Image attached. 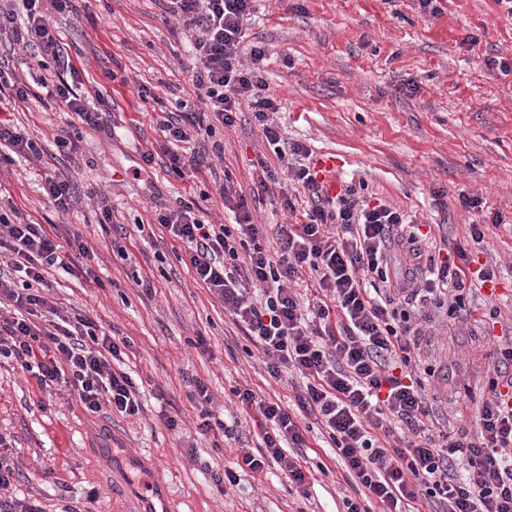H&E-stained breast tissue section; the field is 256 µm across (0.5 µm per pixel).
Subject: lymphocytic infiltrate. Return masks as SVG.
Wrapping results in <instances>:
<instances>
[{
	"label": "lymphocytic infiltrate",
	"mask_w": 512,
	"mask_h": 512,
	"mask_svg": "<svg viewBox=\"0 0 512 512\" xmlns=\"http://www.w3.org/2000/svg\"><path fill=\"white\" fill-rule=\"evenodd\" d=\"M67 2L0 0V43L58 56L60 34L49 18ZM163 2L165 14L192 39V82L202 106L197 112L182 101L160 120L173 146L170 170L181 176L207 166L197 143L216 126H232L245 106L281 163L276 175L266 158L256 159L259 191L273 193L283 178L313 198L303 223L280 225L277 256L264 246V227L253 221L231 180L216 190L234 214V227L209 222L185 202L156 215L157 229L178 243L196 283L264 354L269 376L277 380L288 370L300 377L290 407L250 388L235 389L261 445L242 452L214 481L235 486L240 473L260 474L274 463L296 493L307 495L312 471L299 450L316 427L343 466L351 490L345 512H512V336L494 349V375L475 403L476 433L437 418L416 375L435 310L471 319L473 284L497 277L493 266L474 270L468 263L470 245L484 242L491 224H470L438 263L409 247L401 271H391L389 253L403 243L409 216L349 192L323 194L304 163L308 148L282 147L273 119L278 104L266 92V52L243 44L253 0ZM62 66L52 97L78 122L101 130L111 103L102 98L90 105L87 93L77 90V68L68 60ZM0 249L8 253L0 268V357L15 360L39 389L67 388L91 413L107 405L125 417L139 414L135 382L113 367L127 338L106 334L88 315L68 314L38 289L48 271L70 273L91 257L87 241L76 234L63 245L44 225L0 213ZM18 273L23 283L15 282Z\"/></svg>",
	"instance_id": "obj_1"
}]
</instances>
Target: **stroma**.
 <instances>
[{
    "label": "stroma",
    "instance_id": "1",
    "mask_svg": "<svg viewBox=\"0 0 512 512\" xmlns=\"http://www.w3.org/2000/svg\"><path fill=\"white\" fill-rule=\"evenodd\" d=\"M438 5L439 13L426 17L413 0H257L245 41L267 52V92L279 104L282 136L307 146L313 157L334 156L339 188L396 208L451 242L462 239L473 220L458 204L460 192L478 191L486 213L500 214L495 233L471 247L476 262L500 268L499 281L476 298L482 307L499 308L497 324L437 314L418 354L420 368L432 370L425 379L429 404L473 432L474 410L457 416L456 403L467 393L480 396L493 372L496 338L512 328V74L486 63L512 58V15L496 0ZM52 20L63 57L115 108L102 131L72 124L71 113L39 82L38 53L0 47L9 74L31 89L11 110L12 124L44 147L52 166L77 187L70 211L59 214L38 186V165L16 157L0 163V208L16 209L29 223L55 225L64 239L80 234L91 245L88 274L52 272L44 293L128 339L123 367L141 388L143 410L128 418L107 407L89 413L66 388L39 390L16 363L1 358L0 436L14 454L15 486L40 498L45 512L66 505L75 512H134L138 496H151L158 484L175 512H344L341 469L327 462L316 430L307 438L314 466L307 505L275 466L258 476L241 474L239 486L227 490L213 481L241 450L261 443L258 428L237 411L233 390L249 387L285 402L291 388L269 377L262 354L196 284L171 239L137 230L152 223L155 210L190 200L211 223L231 224L214 184L228 173L255 221L265 225L272 248L278 225L301 221L309 191L289 186L291 212L279 198L254 194L251 159L266 156L274 168L279 162L248 111L205 141V148L223 149L212 168L194 178L168 170L157 114L142 109L138 87L153 89L167 105L194 100L195 88L189 37L176 21L164 20L159 0H70ZM469 36L476 45H465ZM59 135L79 137L73 157L59 155ZM146 145L155 160L142 174L139 149ZM103 202L112 208L107 230L98 222ZM121 228L128 233L123 240ZM116 239L128 258L114 252ZM140 273L148 275L149 287L135 283ZM201 336L203 350L196 346ZM198 379L216 409L236 422V439L200 432L189 399ZM167 414L177 417L176 429L165 426ZM104 423L112 429L115 454L135 455V465L107 468L96 435ZM322 461L324 473L316 469Z\"/></svg>",
    "mask_w": 512,
    "mask_h": 512
}]
</instances>
